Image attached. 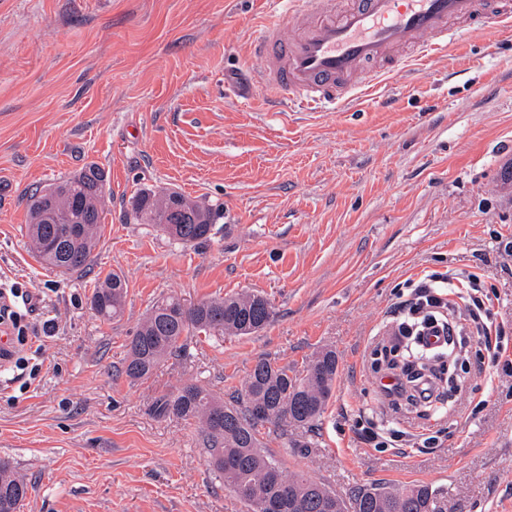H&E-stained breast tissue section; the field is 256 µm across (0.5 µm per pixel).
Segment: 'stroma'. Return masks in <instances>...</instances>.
Wrapping results in <instances>:
<instances>
[{"label": "stroma", "mask_w": 512, "mask_h": 512, "mask_svg": "<svg viewBox=\"0 0 512 512\" xmlns=\"http://www.w3.org/2000/svg\"><path fill=\"white\" fill-rule=\"evenodd\" d=\"M267 19L258 0H0V279L39 289L35 318L59 324L31 384L0 373L20 512H250L206 465L199 425L153 407L188 382L242 389L262 358L304 370L324 348L337 377L318 433L264 430L285 473L345 496L427 483L448 512H512V377L481 375L475 328L444 416L394 425L410 407L380 404L373 352L398 295L452 269L479 274L512 343V51L467 32L354 111L268 112L246 73ZM90 164L107 176L101 237L90 270L65 276L27 245L30 196ZM143 189L222 204L212 240L135 221ZM112 270L126 307L106 323L88 299ZM243 292L273 307L259 333L199 336L148 379L121 374L158 297Z\"/></svg>", "instance_id": "1"}]
</instances>
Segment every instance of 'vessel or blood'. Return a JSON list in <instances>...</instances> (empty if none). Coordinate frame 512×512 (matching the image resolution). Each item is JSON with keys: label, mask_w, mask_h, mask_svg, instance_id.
Masks as SVG:
<instances>
[{"label": "vessel or blood", "mask_w": 512, "mask_h": 512, "mask_svg": "<svg viewBox=\"0 0 512 512\" xmlns=\"http://www.w3.org/2000/svg\"><path fill=\"white\" fill-rule=\"evenodd\" d=\"M490 25L512 47V0H290L289 16L251 43L268 101L344 109L409 60L447 49L458 30Z\"/></svg>", "instance_id": "b4317fda"}]
</instances>
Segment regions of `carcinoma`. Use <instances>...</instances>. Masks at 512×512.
Returning a JSON list of instances; mask_svg holds the SVG:
<instances>
[{
	"label": "carcinoma",
	"instance_id": "carcinoma-1",
	"mask_svg": "<svg viewBox=\"0 0 512 512\" xmlns=\"http://www.w3.org/2000/svg\"><path fill=\"white\" fill-rule=\"evenodd\" d=\"M105 180L101 168L89 165L33 195L27 237L42 263L65 275L90 268ZM175 196L181 193L141 190L133 199L132 215L137 221L144 214L154 215L155 227L177 244L210 241L224 207L203 202L197 210H175ZM66 224L80 226L81 233L69 237ZM126 293L125 279L108 273L92 292L90 309L105 321L118 320L124 313ZM272 318L269 301L259 294H235L188 306L175 295L161 297L136 327L122 373L131 381L147 379L195 336H248L264 329ZM336 373V352L328 348L318 351L301 372L261 358L252 367L243 392L225 399L188 383L159 400L155 412L201 424L205 461L251 512H443V493L427 484L366 486L343 497L321 482L285 474L264 446L262 427L279 423L313 427L332 395ZM27 493V482L1 460L0 512H17Z\"/></svg>",
	"mask_w": 512,
	"mask_h": 512
}]
</instances>
